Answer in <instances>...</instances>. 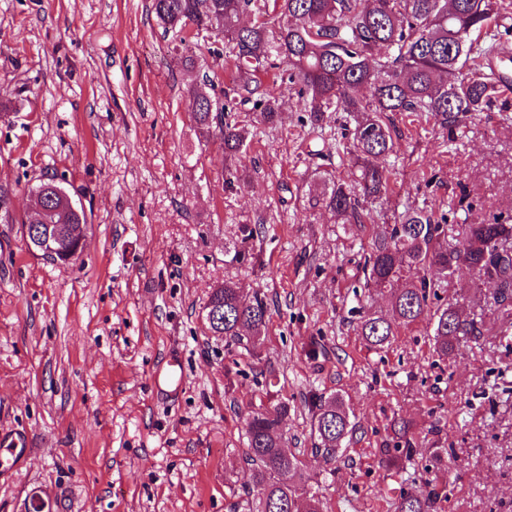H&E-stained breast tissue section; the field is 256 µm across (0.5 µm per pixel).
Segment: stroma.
I'll return each mask as SVG.
<instances>
[{
	"label": "stroma",
	"instance_id": "35a3bbf8",
	"mask_svg": "<svg viewBox=\"0 0 512 512\" xmlns=\"http://www.w3.org/2000/svg\"><path fill=\"white\" fill-rule=\"evenodd\" d=\"M228 53L212 32L164 33L151 0H0V184L14 207L0 219V435L32 441L0 479V512L35 496L50 512H231L253 489L244 419L283 401L325 512H393L435 485L447 492L434 512H512V334L495 332L492 289L465 270L449 280L491 332L446 361L424 320L380 352L355 331L361 309H388L361 291L374 225L407 207L512 222V96L453 135L396 117L387 195L365 223L341 224L315 198L354 157L302 128L284 69L259 75L281 121L257 126L241 159L199 135L190 89L204 76L229 86ZM44 176L88 218L66 267L29 249L17 222ZM228 278L270 309L259 356L203 320ZM313 340L326 355H308ZM173 353L185 386L167 398L151 376ZM314 392L341 396L357 428L329 464L311 452ZM396 419L416 447L386 468L376 452ZM434 443L449 468L428 467Z\"/></svg>",
	"mask_w": 512,
	"mask_h": 512
}]
</instances>
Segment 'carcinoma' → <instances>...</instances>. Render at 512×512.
Returning <instances> with one entry per match:
<instances>
[{
	"instance_id": "cac0c4a2",
	"label": "carcinoma",
	"mask_w": 512,
	"mask_h": 512,
	"mask_svg": "<svg viewBox=\"0 0 512 512\" xmlns=\"http://www.w3.org/2000/svg\"><path fill=\"white\" fill-rule=\"evenodd\" d=\"M152 10L165 33L192 24L221 34L235 49L233 61L224 64L235 68L232 100L250 105L248 114L212 106L218 86L206 75L193 90V121L205 139L220 133L225 155L246 153L251 125L279 121L278 100L262 89L258 74L282 64L312 127H321L326 112L352 117L355 170L348 181L330 180L318 202L341 223L362 224L363 201L388 189L389 170L366 160L393 151V116L423 117L451 133L501 93L503 77L491 66L466 75L462 69L471 58L488 62L499 53L494 26L512 16V0H152ZM362 87L372 90L366 104L357 97ZM31 198L22 228L37 224L44 238L72 251L73 226L88 224L81 202L53 177L37 183ZM458 236L460 245L448 246L447 228L431 209H407L394 223L376 226L365 283L387 294L390 310L360 316L357 331L367 348L389 347L399 328L423 319L432 326V355L441 361L460 343L484 335L482 322L465 316L458 302L441 301L439 292L448 291V279L464 263L478 284L512 294V224L464 223ZM433 298L440 304L431 306ZM208 304L219 311L210 331L228 347L256 354L270 316L264 298L226 280L212 289ZM308 405L312 452L330 463L348 446L355 425L338 395L312 394ZM287 414L288 403L281 402L245 419L257 495L243 499V512H325L306 489L304 462L281 429ZM394 434L393 446L379 449L388 467L413 455L412 426L396 422ZM438 496L436 490L424 497L402 494L395 512H431Z\"/></svg>"
}]
</instances>
